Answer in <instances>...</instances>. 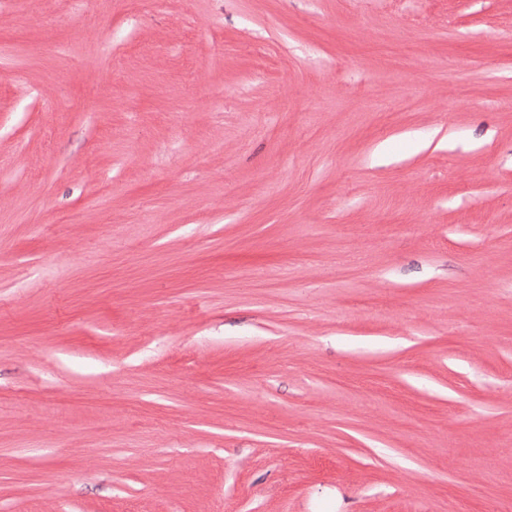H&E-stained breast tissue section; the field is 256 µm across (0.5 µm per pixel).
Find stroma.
Wrapping results in <instances>:
<instances>
[{
  "label": "stroma",
  "mask_w": 512,
  "mask_h": 512,
  "mask_svg": "<svg viewBox=\"0 0 512 512\" xmlns=\"http://www.w3.org/2000/svg\"><path fill=\"white\" fill-rule=\"evenodd\" d=\"M512 512V0H0V512Z\"/></svg>",
  "instance_id": "stroma-1"
}]
</instances>
